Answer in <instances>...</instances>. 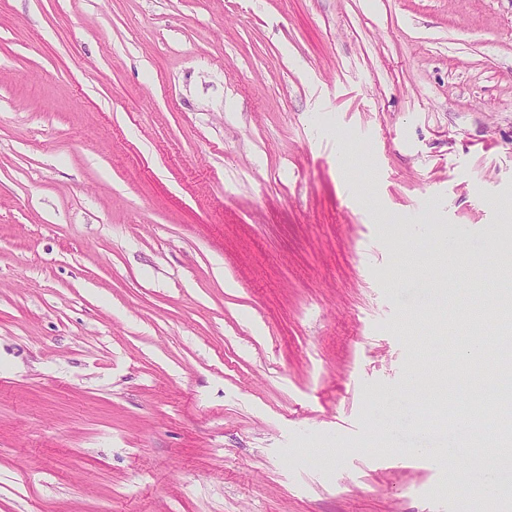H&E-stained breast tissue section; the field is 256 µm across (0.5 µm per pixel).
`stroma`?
I'll list each match as a JSON object with an SVG mask.
<instances>
[{
	"label": "stroma",
	"instance_id": "obj_1",
	"mask_svg": "<svg viewBox=\"0 0 512 512\" xmlns=\"http://www.w3.org/2000/svg\"><path fill=\"white\" fill-rule=\"evenodd\" d=\"M510 225L512 0H0V512H512Z\"/></svg>",
	"mask_w": 512,
	"mask_h": 512
}]
</instances>
